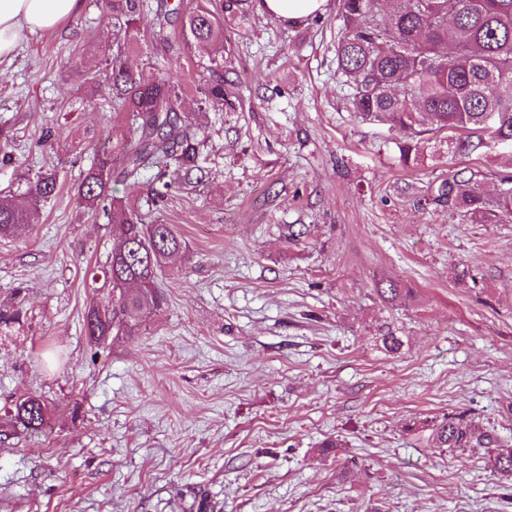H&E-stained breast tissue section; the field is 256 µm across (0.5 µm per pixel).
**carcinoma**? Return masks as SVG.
<instances>
[{"label": "carcinoma", "mask_w": 512, "mask_h": 512, "mask_svg": "<svg viewBox=\"0 0 512 512\" xmlns=\"http://www.w3.org/2000/svg\"><path fill=\"white\" fill-rule=\"evenodd\" d=\"M116 31L105 78L112 109L124 120L96 150L77 186L84 208L102 209L115 236L105 265L91 275V287L109 289L106 300L90 304L83 326L94 344L135 336L161 309L165 296L158 271L167 258L186 250L170 224H153L146 214L112 196V184L137 182L160 164L173 169L177 184L188 185L199 170L201 140L182 123L184 100L172 77L131 71L121 57L143 48L147 22L143 0H107ZM343 36L336 46L338 70L348 78L354 111L381 118L417 136L460 133L465 140L486 136L512 145V0H340ZM224 0L199 4L184 18L182 38L208 47L211 63L223 62ZM199 104H224V81L199 91ZM59 174L42 172L34 186L11 200H0V238L35 224L44 203L55 195ZM439 196L465 210L480 224L512 219V176L500 179L496 195L479 191L476 173L456 172ZM387 354L402 349L403 337L390 329L377 337ZM52 409L39 396L25 395L5 410L23 432L45 433ZM438 448H489L497 444L465 413L444 414L429 425ZM491 472L512 478V448L487 454Z\"/></svg>", "instance_id": "cac0c4a2"}]
</instances>
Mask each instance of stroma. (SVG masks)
Here are the masks:
<instances>
[{
  "mask_svg": "<svg viewBox=\"0 0 512 512\" xmlns=\"http://www.w3.org/2000/svg\"><path fill=\"white\" fill-rule=\"evenodd\" d=\"M256 4L225 11L218 70L179 20L124 57L184 84L203 147L191 186L150 196L152 168L113 188L188 246L162 265L163 310L113 343L83 329L85 270L112 227L74 196L118 122L105 0L24 33L0 66V200L45 167L60 180L38 223L0 238V307L22 308L0 330V512H512L484 449L437 448L424 429L464 412L512 446V221L475 224L438 198L459 170L494 195L512 147L461 152L442 133L405 166L409 132L349 103L339 0L307 18ZM219 78L223 109L199 113ZM291 224L311 232L289 241ZM384 325L400 353L378 347ZM25 394L52 407L44 436L5 419Z\"/></svg>",
  "mask_w": 512,
  "mask_h": 512,
  "instance_id": "1",
  "label": "stroma"
}]
</instances>
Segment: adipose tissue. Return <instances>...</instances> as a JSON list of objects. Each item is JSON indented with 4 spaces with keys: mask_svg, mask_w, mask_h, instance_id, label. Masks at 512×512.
I'll use <instances>...</instances> for the list:
<instances>
[{
    "mask_svg": "<svg viewBox=\"0 0 512 512\" xmlns=\"http://www.w3.org/2000/svg\"><path fill=\"white\" fill-rule=\"evenodd\" d=\"M82 0H0V64L12 62L23 32H55Z\"/></svg>",
    "mask_w": 512,
    "mask_h": 512,
    "instance_id": "obj_1",
    "label": "adipose tissue"
}]
</instances>
